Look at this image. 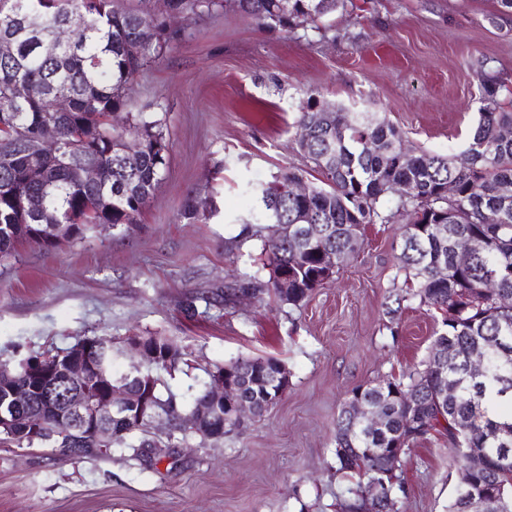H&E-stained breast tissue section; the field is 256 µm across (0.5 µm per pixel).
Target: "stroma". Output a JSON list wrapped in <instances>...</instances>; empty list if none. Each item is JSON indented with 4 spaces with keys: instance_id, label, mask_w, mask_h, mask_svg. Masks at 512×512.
Instances as JSON below:
<instances>
[{
    "instance_id": "1",
    "label": "stroma",
    "mask_w": 512,
    "mask_h": 512,
    "mask_svg": "<svg viewBox=\"0 0 512 512\" xmlns=\"http://www.w3.org/2000/svg\"><path fill=\"white\" fill-rule=\"evenodd\" d=\"M184 27L130 89L134 109L166 115L161 186L139 224L0 260V363L91 336L155 334L190 354L165 379L185 397L206 369L238 357L277 358L288 387L241 432L188 436L151 469L117 453L62 460L0 444V512H340L357 486L336 469L341 408L355 387L424 369L442 328L415 303L386 313L410 290L398 220L364 225L358 253L299 305L228 303L224 290L262 264L263 241L243 226L259 210L253 187L288 170L319 179L296 145L308 96L385 118L413 150L461 156L483 106L480 61L512 89V15L497 0H348L292 33L231 9ZM199 196L213 213L183 218ZM398 476L397 512H448L463 487L434 433L402 457Z\"/></svg>"
}]
</instances>
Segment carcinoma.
Segmentation results:
<instances>
[{
    "label": "carcinoma",
    "mask_w": 512,
    "mask_h": 512,
    "mask_svg": "<svg viewBox=\"0 0 512 512\" xmlns=\"http://www.w3.org/2000/svg\"><path fill=\"white\" fill-rule=\"evenodd\" d=\"M346 0H169L168 13L156 16L151 0L125 7L119 0H0V40L10 37L15 50L0 58V258L27 243L44 249L57 239H82L101 224H136L159 188L167 167L164 120L155 112H134L128 86L134 74L181 39L176 21L188 15L219 13L231 6L261 28L293 32L306 21L316 22L345 6ZM76 12L85 25L60 39L57 31ZM142 43V54H126L129 43ZM484 106L461 158L415 153L401 131L371 112L336 109L332 123L322 121L323 102L313 96L301 107L298 135H307V154L325 186L311 187L307 196H291L290 183L301 179L288 171L256 189L269 277L246 273L224 291V301L240 292L254 297L274 295L298 305L324 286L321 254L344 257L360 250L358 229L387 224V197H398L396 213L404 220L399 269L413 277L412 298L442 315L443 332L434 339L426 368L409 381L380 380L356 387L352 394L380 416V427L350 414L344 405L336 419L335 457L338 470L358 477L359 490L341 504L342 512H395L398 465L393 451L405 455L418 438L434 431L445 439L458 464L473 451L488 459L472 476L448 512H470L472 492L488 490L491 512H512V469L498 465L501 450L512 455V112L498 101L501 85L488 63L481 65ZM26 84L27 97L13 94ZM59 98L69 102L65 115H55ZM53 120L60 128V155L68 165L42 156L38 133ZM140 138L137 165L127 169L119 154L125 138ZM41 159L42 180H26L31 160ZM94 163L104 184L82 181L83 165ZM31 193L44 197L36 219L25 216ZM210 210L209 199L194 198L183 215L196 219ZM495 214L498 222L486 223ZM288 268V295L279 286L278 271ZM494 281L492 288L487 287ZM157 357L141 369L123 372L133 392L151 389L156 413L173 424L172 439L193 432L180 427L189 412L206 403L208 388L187 401L165 387L161 373L186 362L185 353L165 336H145ZM92 365V386L106 385L112 369V337L92 336L80 342ZM474 353L486 356V374L467 371ZM37 364L54 373L56 395L71 390L62 369L64 358L31 355L16 367V383L31 382L26 368ZM282 364L275 358L231 359L215 370H227L240 397L260 416L280 398ZM448 395L439 396L440 378ZM16 416L14 433L0 441L18 446L64 445L61 434L71 426L62 406L41 410L44 426L37 434L25 429L29 411L16 407L5 391L0 413ZM109 448L130 451L139 460L157 444L146 439L149 427L117 415L107 428Z\"/></svg>",
    "instance_id": "obj_1"
}]
</instances>
